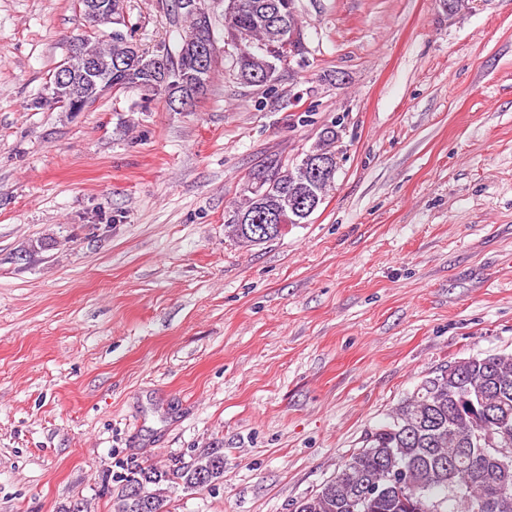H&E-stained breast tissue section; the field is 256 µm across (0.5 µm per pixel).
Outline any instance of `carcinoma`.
<instances>
[{
	"instance_id": "obj_1",
	"label": "carcinoma",
	"mask_w": 512,
	"mask_h": 512,
	"mask_svg": "<svg viewBox=\"0 0 512 512\" xmlns=\"http://www.w3.org/2000/svg\"><path fill=\"white\" fill-rule=\"evenodd\" d=\"M172 12L190 20L188 32L176 46L164 42L151 47L139 43L128 21L123 29L93 42L83 34L70 38L82 44L84 54L68 50L58 69L78 78L83 55L97 59L101 73L112 77V91L142 90L150 100L165 96L183 104L203 94L211 79L213 61L201 72L197 46L215 49L205 0H171ZM301 24L296 0H224V31L239 33L243 49L235 66L240 79L266 84L268 63L279 66L288 58L269 56L281 46L287 28ZM163 56L167 67L154 59ZM73 111L66 96L51 95L33 107ZM335 134L326 131L294 165L272 161L265 166L280 175L277 190L264 207L279 209L288 223L308 218L291 211L294 202L313 197L324 200L329 182H315L314 165L336 160ZM251 197L225 213L224 232L234 242L253 246L261 241L239 233L238 217L256 211ZM224 474V453L208 448L176 459L161 468L143 463L119 476L113 512H170L167 489H204ZM297 512H512V352L492 353L448 362L392 409Z\"/></svg>"
}]
</instances>
